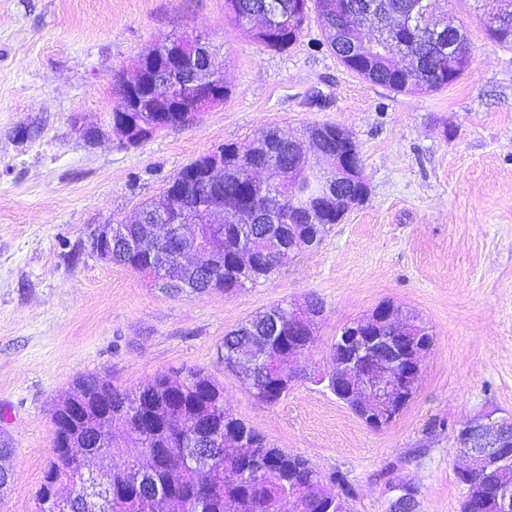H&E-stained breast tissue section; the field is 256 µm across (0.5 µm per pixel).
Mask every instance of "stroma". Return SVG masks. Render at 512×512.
I'll return each mask as SVG.
<instances>
[{
	"label": "stroma",
	"instance_id": "stroma-1",
	"mask_svg": "<svg viewBox=\"0 0 512 512\" xmlns=\"http://www.w3.org/2000/svg\"><path fill=\"white\" fill-rule=\"evenodd\" d=\"M472 6L444 4L473 64L415 94L347 69L313 22L292 47L268 50L226 21L224 0H0V440L15 474L0 512H33L52 415L79 377L131 389L189 368L221 383L234 416L274 446L345 474L352 512H386L391 462L418 488V512H461L455 427L512 415V46ZM190 28L224 46L223 105L136 146L107 133L114 74ZM324 122L352 132L368 194L272 279L173 298L90 254L91 229L160 200L198 156L263 128L294 136ZM311 296L324 306L315 374L331 371L336 332L381 302L431 327L418 391L383 430L310 380L266 405L225 371L228 331Z\"/></svg>",
	"mask_w": 512,
	"mask_h": 512
}]
</instances>
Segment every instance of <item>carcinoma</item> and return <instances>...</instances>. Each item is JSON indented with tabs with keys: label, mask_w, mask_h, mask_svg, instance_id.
<instances>
[{
	"label": "carcinoma",
	"mask_w": 512,
	"mask_h": 512,
	"mask_svg": "<svg viewBox=\"0 0 512 512\" xmlns=\"http://www.w3.org/2000/svg\"><path fill=\"white\" fill-rule=\"evenodd\" d=\"M418 0H225V17L253 41L271 50L295 44L312 18L320 25L328 48L348 69L367 81L397 92L427 94L455 83L464 70L448 71V43L468 44L462 28L448 26V13L431 14L430 31L409 27L405 19ZM489 35L512 44V0H475ZM358 13L373 12L372 32H360L351 43L340 16L343 6ZM390 33L393 49L381 55L374 47L381 30ZM336 125L307 126L302 137L289 138L274 128L250 140L230 142L224 150V185L218 188L224 223L207 224L204 206L211 189L176 174L170 210L192 208V216L218 249L221 266L198 281L196 266L181 253L188 247L182 225L170 224L164 239L154 226L165 223L157 204L141 206L135 220L124 224L126 237L112 239L115 265L150 276L173 296L229 291L267 281L279 271L270 258L242 265L237 254L262 245L266 235L278 236L295 214L319 212L318 177L304 154L309 137L321 148L335 146ZM315 230L303 235L304 250L321 244L332 226L316 217ZM136 250H130L129 243ZM276 308L279 332L267 312L224 336L222 359L237 355L238 368L229 369L244 391L277 382L274 372L288 375V309ZM51 457L35 495V512H45L42 492H54L58 512H268V505L290 494L301 499L305 512H351L345 476H325L306 457L269 443L256 429L229 414L224 388L200 370L179 377L159 374L135 389H118L108 380L88 376L77 380L52 417ZM99 462L98 477L112 494L87 497L74 490L89 460ZM266 479L252 483L245 474L256 464ZM338 486L340 502L320 499L322 481ZM486 483V506L478 512H499L498 488L512 487V462Z\"/></svg>",
	"instance_id": "obj_1"
}]
</instances>
